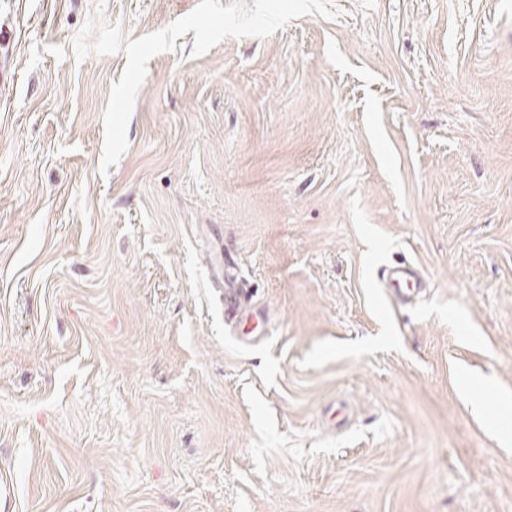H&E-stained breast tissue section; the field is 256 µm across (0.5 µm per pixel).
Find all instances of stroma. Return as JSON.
<instances>
[{"label": "stroma", "instance_id": "35a3bbf8", "mask_svg": "<svg viewBox=\"0 0 512 512\" xmlns=\"http://www.w3.org/2000/svg\"><path fill=\"white\" fill-rule=\"evenodd\" d=\"M199 0H16L0 512H512V0H330L154 56ZM264 322L224 323L211 250ZM423 285L394 309L382 267Z\"/></svg>", "mask_w": 512, "mask_h": 512}]
</instances>
